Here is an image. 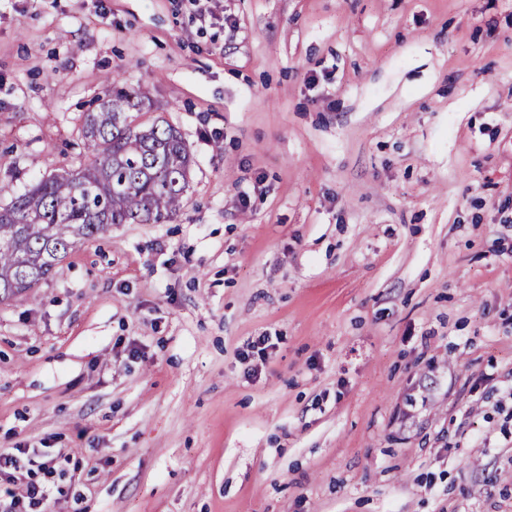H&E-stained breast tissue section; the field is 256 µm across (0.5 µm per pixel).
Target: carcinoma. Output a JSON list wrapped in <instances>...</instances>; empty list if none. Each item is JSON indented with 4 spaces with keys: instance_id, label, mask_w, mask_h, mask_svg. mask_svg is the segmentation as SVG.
I'll return each mask as SVG.
<instances>
[{
    "instance_id": "carcinoma-1",
    "label": "carcinoma",
    "mask_w": 512,
    "mask_h": 512,
    "mask_svg": "<svg viewBox=\"0 0 512 512\" xmlns=\"http://www.w3.org/2000/svg\"><path fill=\"white\" fill-rule=\"evenodd\" d=\"M142 93L114 81L84 113L79 167L16 194L0 185V298L45 280L73 245L113 224H161L183 206L192 157L163 120L136 125L150 111Z\"/></svg>"
}]
</instances>
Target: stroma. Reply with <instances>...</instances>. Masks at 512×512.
Listing matches in <instances>:
<instances>
[{
	"label": "stroma",
	"mask_w": 512,
	"mask_h": 512,
	"mask_svg": "<svg viewBox=\"0 0 512 512\" xmlns=\"http://www.w3.org/2000/svg\"><path fill=\"white\" fill-rule=\"evenodd\" d=\"M108 78L193 165L0 299L45 512H512V0H0V184Z\"/></svg>",
	"instance_id": "1"
}]
</instances>
